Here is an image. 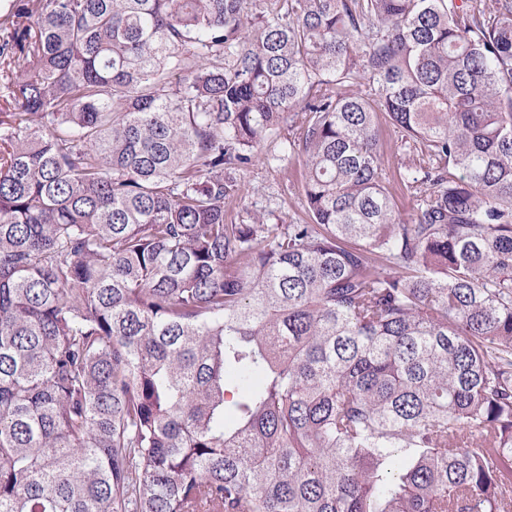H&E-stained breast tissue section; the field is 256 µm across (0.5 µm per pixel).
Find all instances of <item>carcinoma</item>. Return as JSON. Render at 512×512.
I'll list each match as a JSON object with an SVG mask.
<instances>
[{"instance_id": "carcinoma-1", "label": "carcinoma", "mask_w": 512, "mask_h": 512, "mask_svg": "<svg viewBox=\"0 0 512 512\" xmlns=\"http://www.w3.org/2000/svg\"><path fill=\"white\" fill-rule=\"evenodd\" d=\"M0 78V512H512V0H11ZM300 129L289 121L273 132L257 149L259 161L236 171L238 191L224 208V223L250 224L264 215L268 224H297L305 219L303 207L304 168L302 161L274 160L288 140H298ZM399 147L398 134L391 127L384 124L381 147L382 166L391 180L402 157V151Z\"/></svg>"}]
</instances>
